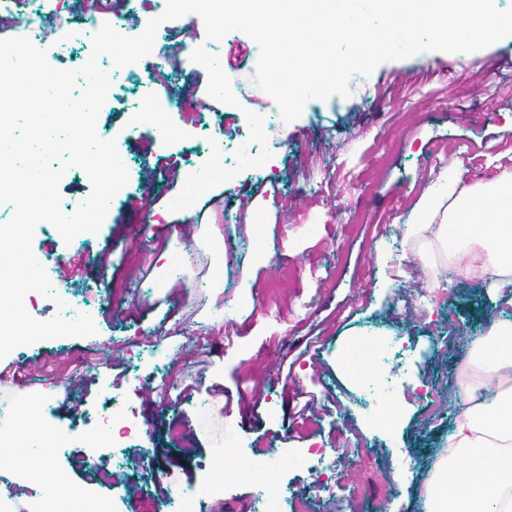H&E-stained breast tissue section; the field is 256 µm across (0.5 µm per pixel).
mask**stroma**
<instances>
[{
  "label": "stroma",
  "mask_w": 512,
  "mask_h": 512,
  "mask_svg": "<svg viewBox=\"0 0 512 512\" xmlns=\"http://www.w3.org/2000/svg\"><path fill=\"white\" fill-rule=\"evenodd\" d=\"M113 0H47L44 47L55 68L81 67L90 46L61 50L79 20ZM168 55L154 80L169 84L173 104L159 127L138 124V95L108 57L112 78L97 132L124 131L129 181L101 229L64 242L38 224L33 247L71 262L53 288L82 294L95 335L40 341L7 355L36 391L6 385L12 409L38 404L44 423L63 437L51 464L93 491L112 512H181L158 487L196 490L212 449L232 467L250 460L273 471L285 496L310 499L313 512H424L430 463L448 444L472 338L512 307L485 286L448 285L433 309L418 297L448 271V258L408 233L413 209L439 175L464 163L472 180L512 172V36L474 53L423 52L353 76L349 97L309 101L286 123L255 86L259 50L245 33L209 45L231 80L237 105L215 103L208 73L185 62L183 44L205 42L195 14L166 21ZM264 118L270 160L205 192L192 213L169 203L190 167L183 151L218 125L223 137L249 136L245 111ZM162 124V125H163ZM233 213L225 223V213ZM151 337L170 353L168 380L180 402L163 406L145 381L156 371L149 352L133 359V339ZM403 337L410 361L376 352L371 381L390 392L366 399L362 381L342 369L357 339ZM136 408L142 424L125 462L102 484L89 458L108 457V440L89 445L85 419L105 398ZM397 412L401 424L383 418ZM324 449V458L315 449ZM255 477L225 484L206 512H248Z\"/></svg>",
  "instance_id": "stroma-1"
}]
</instances>
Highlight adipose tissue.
<instances>
[{"mask_svg":"<svg viewBox=\"0 0 512 512\" xmlns=\"http://www.w3.org/2000/svg\"><path fill=\"white\" fill-rule=\"evenodd\" d=\"M418 232L445 249L464 252L455 280L494 289L512 306V173L467 181L456 171L445 189L427 188L416 205ZM475 364L499 391L493 404L468 388V403L453 420L448 447L433 466L424 498L427 512H512V323H493L474 341ZM25 425L11 444L0 445V465L24 460L27 477L45 497L80 496L79 487L46 463L39 445L45 431L36 404L22 407Z\"/></svg>","mask_w":512,"mask_h":512,"instance_id":"obj_1","label":"adipose tissue"}]
</instances>
